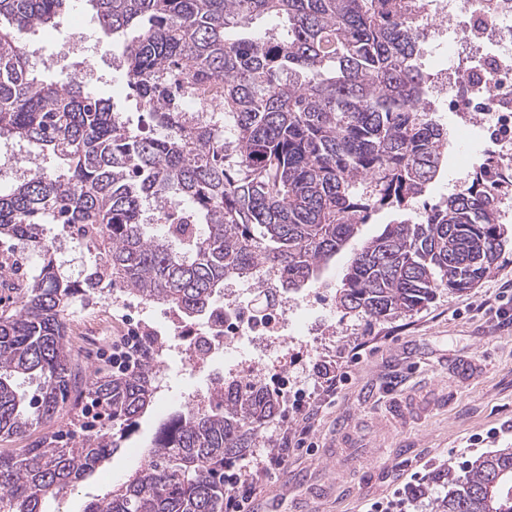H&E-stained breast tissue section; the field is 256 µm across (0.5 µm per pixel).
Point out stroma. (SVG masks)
<instances>
[{
  "label": "stroma",
  "mask_w": 512,
  "mask_h": 512,
  "mask_svg": "<svg viewBox=\"0 0 512 512\" xmlns=\"http://www.w3.org/2000/svg\"><path fill=\"white\" fill-rule=\"evenodd\" d=\"M83 6L74 0L63 23L40 31L35 39L39 54H55L62 62L51 70L60 77L78 67L75 51L78 40L108 49L109 43L98 27L81 24ZM88 90L114 101L118 109L141 119L135 98L130 95L123 74L100 66ZM437 119L458 138L449 149L439 177L428 192L414 200L404 215L420 218L426 207L454 193L457 184L471 180L486 160L483 146L476 143V130L465 129L456 113L439 108ZM505 244L490 272L473 288L462 292L439 290L423 308L407 316L387 321H371L341 313L335 295L353 254L346 246L322 268L318 284L304 289L307 299L301 313L314 333L290 342L287 349L264 359L242 352L241 372L258 366L265 370L270 389L287 385L280 400V413L262 432L258 448L230 470L250 464L252 459L273 452L285 431L298 430L303 418L315 419V429L303 447L290 449L288 463L267 475L260 492L250 504V512H295V500L313 488L325 493L313 502L312 512H368L374 502L404 495L413 487L430 484L434 475L447 467L499 448H512V321L495 319L493 313L479 311V304L503 282L512 280V198L497 204ZM396 210L379 212L363 225L359 237L366 240L380 233L384 224L403 215ZM57 256L64 261L72 279H79L93 255L69 238L60 224L48 227ZM137 298L114 285L102 298H76L69 310L73 341L86 334L84 315L111 319L115 329L132 328L144 336H167L173 328V314L167 306H151L139 315ZM167 379L152 405L127 429L119 448L99 468L66 494L46 499L43 512H84L86 505L110 493L145 463L146 450L160 425L175 412L184 410L181 397L187 388L210 387L224 378V358L216 356L200 369L185 366L174 352H166ZM474 359L484 365L482 373L467 383L453 372L457 361ZM318 361L335 364L344 373L343 384L327 392L318 381L313 365ZM441 385L445 396L419 424L403 429L380 430L374 420L383 413L388 400L407 390L431 384ZM346 426L359 443L341 468L330 467L326 454L338 426ZM406 444L408 453H393L397 444Z\"/></svg>",
  "instance_id": "35a3bbf8"
}]
</instances>
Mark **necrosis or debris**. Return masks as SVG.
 I'll use <instances>...</instances> for the list:
<instances>
[{
  "mask_svg": "<svg viewBox=\"0 0 512 512\" xmlns=\"http://www.w3.org/2000/svg\"><path fill=\"white\" fill-rule=\"evenodd\" d=\"M426 19L430 43L447 44L460 59L437 74L433 93L461 117L480 114L490 135L488 155L512 166V0H427ZM292 306L285 298L257 316L247 283H234L217 315L205 325L178 328L169 348L194 367L217 350L233 356L243 338L261 352L274 342L287 346Z\"/></svg>",
  "mask_w": 512,
  "mask_h": 512,
  "instance_id": "4bbe7bcc",
  "label": "necrosis or debris"
}]
</instances>
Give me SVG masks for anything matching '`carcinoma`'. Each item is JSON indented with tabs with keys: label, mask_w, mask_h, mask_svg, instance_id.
<instances>
[{
	"label": "carcinoma",
	"mask_w": 512,
	"mask_h": 512,
	"mask_svg": "<svg viewBox=\"0 0 512 512\" xmlns=\"http://www.w3.org/2000/svg\"><path fill=\"white\" fill-rule=\"evenodd\" d=\"M426 0H85L122 45L145 134L77 78L31 73L26 35L56 28L69 0H0V139L56 166L0 191V239L38 257V273L0 308V434L28 437L0 454V512L82 481L152 404L155 374L73 369L68 312L108 281L183 320L209 319L224 283L273 272L287 294L318 280L359 226L425 193L448 158V128L425 102L420 33ZM262 16L278 19L252 32ZM200 103L195 112L187 99ZM512 185L489 163L475 184L419 220L384 225L353 253L336 308L381 321L445 288L474 287L503 246L486 185ZM165 225L151 232L148 212ZM48 224L84 233L107 258L74 282ZM38 381L32 396L19 379ZM108 424L63 444L33 437L66 409L70 388ZM280 410L258 381L222 380L205 405L172 414L143 469L86 512H224V464L260 443ZM426 488L432 512H512V448L447 469Z\"/></svg>",
	"instance_id": "carcinoma-1"
}]
</instances>
